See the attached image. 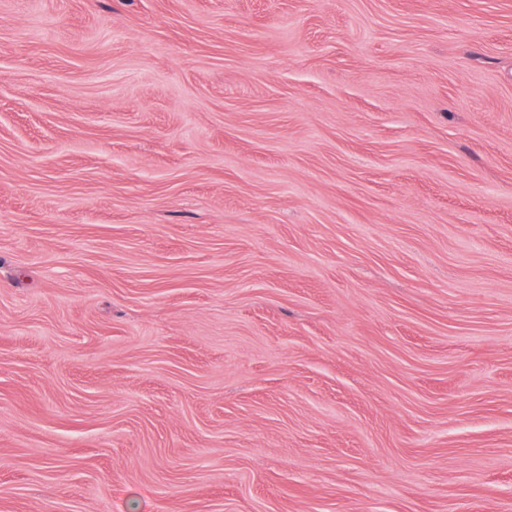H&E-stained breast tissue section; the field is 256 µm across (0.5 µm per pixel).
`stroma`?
Masks as SVG:
<instances>
[{"instance_id":"35a3bbf8","label":"stroma","mask_w":512,"mask_h":512,"mask_svg":"<svg viewBox=\"0 0 512 512\" xmlns=\"http://www.w3.org/2000/svg\"><path fill=\"white\" fill-rule=\"evenodd\" d=\"M0 512H512V0H0Z\"/></svg>"}]
</instances>
